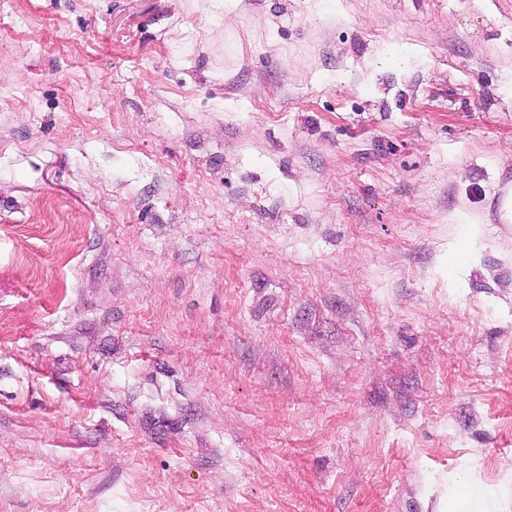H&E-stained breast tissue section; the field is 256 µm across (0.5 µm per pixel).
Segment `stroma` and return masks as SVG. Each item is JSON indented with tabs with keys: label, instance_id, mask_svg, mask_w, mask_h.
I'll use <instances>...</instances> for the list:
<instances>
[{
	"label": "stroma",
	"instance_id": "stroma-1",
	"mask_svg": "<svg viewBox=\"0 0 512 512\" xmlns=\"http://www.w3.org/2000/svg\"><path fill=\"white\" fill-rule=\"evenodd\" d=\"M512 0H0V512H512Z\"/></svg>",
	"mask_w": 512,
	"mask_h": 512
}]
</instances>
